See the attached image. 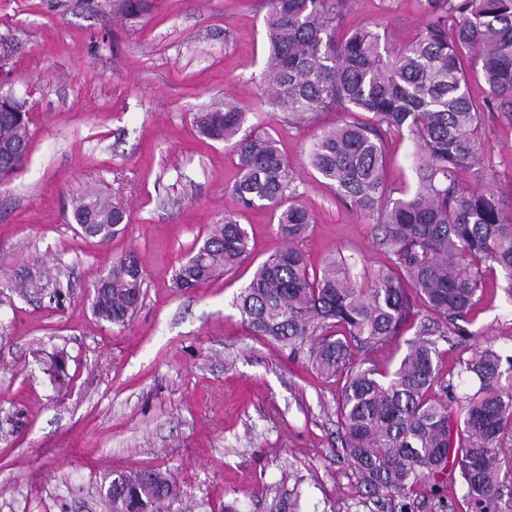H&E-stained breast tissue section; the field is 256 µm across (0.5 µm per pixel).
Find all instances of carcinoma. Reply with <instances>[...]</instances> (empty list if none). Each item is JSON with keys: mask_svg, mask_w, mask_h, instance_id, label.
Returning <instances> with one entry per match:
<instances>
[{"mask_svg": "<svg viewBox=\"0 0 512 512\" xmlns=\"http://www.w3.org/2000/svg\"><path fill=\"white\" fill-rule=\"evenodd\" d=\"M342 4L268 0L259 101L294 122L319 112L367 114L322 130L309 164L337 200L376 219L378 244L394 266L360 281L342 259L309 268L295 242L314 216L299 200L288 159L271 135L239 136L247 112L228 100L197 113L195 124L205 138L230 144L237 158L230 193L244 209L270 210L282 238L236 307L254 335L294 352L307 348L322 376L344 375L340 441L368 492L404 497L426 480L438 490L441 476L457 472L473 512H494L512 479V455L504 456L512 443V355L487 347L460 362L457 376L479 380L475 392L461 394L435 361L438 341L468 335L462 324L486 271L500 270L512 297V204L487 177L481 120L494 108L512 116V0H425L418 38L397 48L367 26L339 33ZM470 69L487 86L480 101L469 93ZM3 96L0 176L22 165L31 138L26 102ZM404 133L417 146V185L395 198L384 179L385 148ZM72 215L82 234L107 241L126 211L89 193L74 201ZM248 242L246 229L224 216L176 271L174 287L199 288L240 266ZM139 267L129 251L100 276L107 286L92 301L97 319L128 324L143 296ZM17 287L61 295L42 269L23 273ZM407 324L415 339L394 371L357 361ZM437 389L443 396H434ZM180 495L160 470L121 473L112 482V512H163Z\"/></svg>", "mask_w": 512, "mask_h": 512, "instance_id": "carcinoma-1", "label": "carcinoma"}]
</instances>
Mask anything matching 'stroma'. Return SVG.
Instances as JSON below:
<instances>
[{"label":"stroma","instance_id":"obj_1","mask_svg":"<svg viewBox=\"0 0 512 512\" xmlns=\"http://www.w3.org/2000/svg\"><path fill=\"white\" fill-rule=\"evenodd\" d=\"M0 0V45L12 49L1 88L27 102L32 137L22 167L0 177V512H111L105 474L158 469L184 494L170 512H470L458 476L443 497L422 483L404 497L370 494L338 439L341 378L317 377L304 353L251 333L234 301L281 244L266 209H240L228 145L202 138L196 113L234 98L245 131L264 130L300 178L314 224L298 239L312 265L345 258L352 273L389 264L374 220L339 202L309 166L323 128L258 106L267 53L266 0ZM424 0H345L343 25L370 24L390 43L419 33ZM487 171L512 196V121L485 113ZM415 145L387 143L391 188H414ZM93 190L127 219L108 243L81 236L71 200ZM233 215L250 257L201 288H174L178 268L211 224ZM146 278L125 328L97 320L90 292L128 251ZM36 263L64 296L26 298L11 286ZM490 271L469 337L441 343L454 372L473 350L512 354V297Z\"/></svg>","mask_w":512,"mask_h":512}]
</instances>
